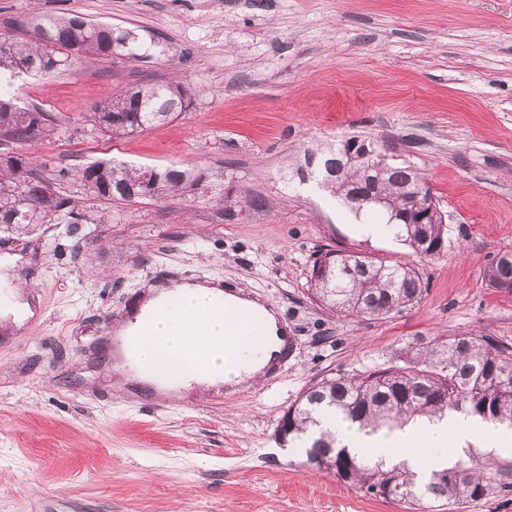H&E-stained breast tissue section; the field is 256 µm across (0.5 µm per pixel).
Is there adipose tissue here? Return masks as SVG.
I'll use <instances>...</instances> for the list:
<instances>
[{
    "instance_id": "ef3b65f1",
    "label": "adipose tissue",
    "mask_w": 512,
    "mask_h": 512,
    "mask_svg": "<svg viewBox=\"0 0 512 512\" xmlns=\"http://www.w3.org/2000/svg\"><path fill=\"white\" fill-rule=\"evenodd\" d=\"M256 312L235 347L224 345V313ZM287 329L262 301L211 282L183 281L153 288L115 333L116 368L133 382L179 396L193 388L256 383L279 354ZM325 428L353 453L404 463L416 476L446 468L449 457L488 444L512 453V429L477 417H418L402 428L366 433L326 414Z\"/></svg>"
}]
</instances>
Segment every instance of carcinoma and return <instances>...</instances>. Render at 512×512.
Segmentation results:
<instances>
[{
    "mask_svg": "<svg viewBox=\"0 0 512 512\" xmlns=\"http://www.w3.org/2000/svg\"><path fill=\"white\" fill-rule=\"evenodd\" d=\"M38 40H9L8 53L0 52V70L16 61L56 70L69 63L71 43L83 38V55L102 60L113 42L127 43L126 56L138 59L136 34L103 25L86 34L80 18L36 15ZM177 81L127 88L99 109V127L114 137L133 134L187 111L190 99ZM45 115L18 108L0 97V136L33 142L43 133ZM349 140L307 149L295 174L304 172L324 183L325 191L341 203L352 197H381L374 207L388 224H397V236L423 257H435L447 247L442 224H407L415 194L431 193L423 177L410 165L393 160L376 161L359 151H345ZM27 155L0 156V227L12 232L42 224L48 215L66 211L70 200L50 180L37 175ZM93 197L113 202L183 197L204 189V175L178 169H137L110 162L89 164L73 173ZM41 186L51 191L52 204L32 193ZM490 283L512 284V254L505 253L487 271ZM425 283L418 269L405 262L388 263L365 253L325 250L310 269L308 293L318 304L340 316L381 318L418 302ZM332 410L361 427L390 429L416 415L444 416L458 412L478 416L512 428V348L483 335L436 339L425 346H407L394 363L363 374H338L309 386L282 417L287 424L284 443L303 449L306 463L319 470L336 471L345 462L342 480L382 500L412 505L427 499L455 503L479 501L492 491V473L465 459L443 470H434L420 481L402 463L387 466L352 456L337 444L336 436L321 429L320 414Z\"/></svg>",
    "mask_w": 512,
    "mask_h": 512,
    "instance_id": "obj_1",
    "label": "carcinoma"
}]
</instances>
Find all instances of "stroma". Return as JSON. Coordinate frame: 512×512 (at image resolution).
<instances>
[{
	"instance_id": "obj_1",
	"label": "stroma",
	"mask_w": 512,
	"mask_h": 512,
	"mask_svg": "<svg viewBox=\"0 0 512 512\" xmlns=\"http://www.w3.org/2000/svg\"><path fill=\"white\" fill-rule=\"evenodd\" d=\"M36 13L134 31L141 57L0 73V92L50 117L37 144L0 139V153L52 177L98 161L192 170L213 194L108 204L68 180L79 228L55 217L0 232L30 309L0 326V512H408L307 468L276 431L312 383L409 345H512V293L486 277L512 253V0H0V36L34 38ZM171 79L191 97L176 119L99 129L120 90ZM352 136L426 180L447 215L444 253L365 233L370 216L293 175L305 149ZM225 191L229 213L213 199ZM324 249L412 262L427 287L384 319L336 317L308 294ZM191 276L271 304L294 341L287 362L258 386L177 399L123 382L116 322L148 287Z\"/></svg>"
}]
</instances>
